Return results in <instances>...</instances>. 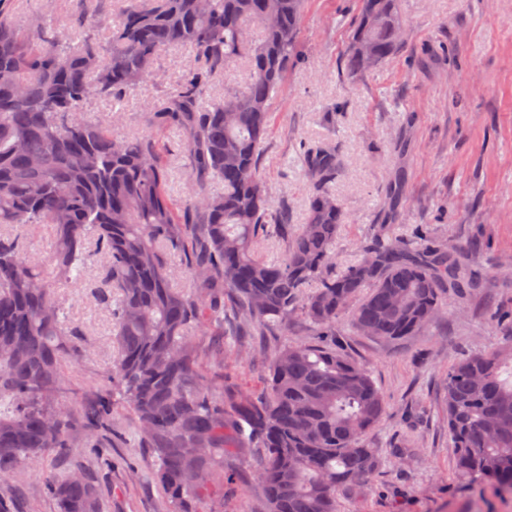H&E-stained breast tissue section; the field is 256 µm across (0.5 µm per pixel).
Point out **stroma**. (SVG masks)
<instances>
[{
	"instance_id": "obj_1",
	"label": "stroma",
	"mask_w": 512,
	"mask_h": 512,
	"mask_svg": "<svg viewBox=\"0 0 512 512\" xmlns=\"http://www.w3.org/2000/svg\"><path fill=\"white\" fill-rule=\"evenodd\" d=\"M399 6L407 30L402 49L352 80L341 58L359 0H306L301 57L272 101L261 174L290 225L305 223L310 188L303 154L334 145L341 166L330 189L345 216L334 246L337 269L357 261L385 229L410 243L474 245L468 262L486 271V287L445 294L436 321L398 341L361 333L345 314L332 338L317 337L300 313L280 332L243 331L229 301L222 315L205 311L187 332L206 353L208 376L230 393L260 394L267 361L288 345L334 344L368 368L386 403L365 439L380 465L339 492L336 512H512V495L456 473L444 401L449 365L512 341V0H400ZM124 7L123 0H59L49 24L71 34L82 28L85 12L112 21ZM193 64L191 50L165 49L155 64L163 82H141L116 101L92 99L87 119L106 122L118 140L143 133L145 105ZM163 144L169 195L186 204L192 189L181 133L167 131ZM98 276L92 265L80 282L56 290L67 319L85 332L81 357L67 364L70 392L63 401L76 428L63 451L0 476L14 512H56L46 478L76 467L96 486L102 512H172L131 411L103 381L117 352L111 309L94 288ZM106 393L111 428L90 433L83 409ZM257 458L253 448L225 456L235 487L225 488L220 501H191L192 512H262Z\"/></svg>"
}]
</instances>
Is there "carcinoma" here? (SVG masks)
Returning <instances> with one entry per match:
<instances>
[{"label": "carcinoma", "instance_id": "cac0c4a2", "mask_svg": "<svg viewBox=\"0 0 512 512\" xmlns=\"http://www.w3.org/2000/svg\"><path fill=\"white\" fill-rule=\"evenodd\" d=\"M10 2L0 0V226L49 224L54 243L34 261L0 238V398L12 405L0 415V475L67 447L75 423L61 407L65 361L81 356V330L61 317L54 288L81 279L92 261L101 297L115 302L118 358L107 378L134 411L174 512L233 483L224 474L229 426L236 447L261 449L265 512H336L338 492L379 467L365 437L385 402L367 368L334 346H288L269 360L261 395L230 399L204 371L187 327L229 297L246 325L286 328L299 310L316 335L334 336L347 311L356 330L400 340L437 318L448 290L482 287L464 267L463 247L382 234L357 262L329 273L344 218L329 187L341 159L329 146L303 156L312 186L306 223L290 232L288 216L273 210L261 146L305 0H128L113 25L86 17V27L109 29L108 42L75 33L66 46L43 21L36 38L12 24ZM398 2L360 0L342 55L347 76L398 53L406 35ZM171 46L190 49L196 65L147 106L144 134L117 140L85 118L89 100L160 78L156 58ZM238 59L247 83L204 104L212 79ZM170 129L183 134L193 186L179 212L159 148ZM271 232L284 245L275 261L260 254ZM164 245L184 255L192 290L174 288ZM445 405L457 474L512 494V344L453 363ZM48 490L57 512H101L84 475L51 478Z\"/></svg>", "mask_w": 512, "mask_h": 512}]
</instances>
